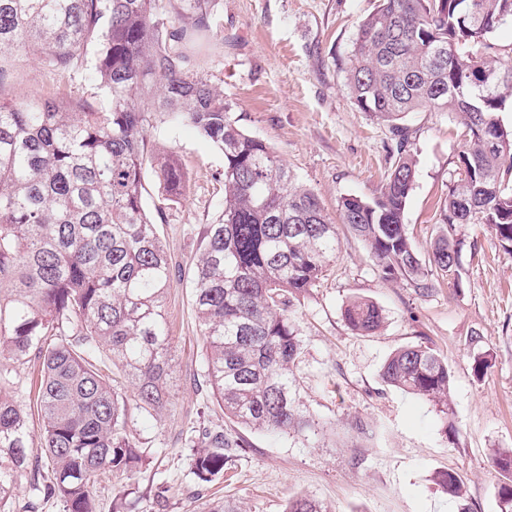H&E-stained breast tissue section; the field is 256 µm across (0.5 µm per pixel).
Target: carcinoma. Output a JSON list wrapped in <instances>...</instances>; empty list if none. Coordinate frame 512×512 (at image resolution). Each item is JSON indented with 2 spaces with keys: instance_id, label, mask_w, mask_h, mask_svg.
<instances>
[{
  "instance_id": "obj_1",
  "label": "carcinoma",
  "mask_w": 512,
  "mask_h": 512,
  "mask_svg": "<svg viewBox=\"0 0 512 512\" xmlns=\"http://www.w3.org/2000/svg\"><path fill=\"white\" fill-rule=\"evenodd\" d=\"M156 0H0V58L24 52L60 73L94 55V77L109 109L86 101L26 96L0 102V357L40 361V462L32 464L26 413L14 377L0 369V512L30 466V490L63 512H96L99 479H132L143 461L128 426L127 400L94 364L107 352L134 390L136 409L169 405L174 372L164 295L168 255L143 201L151 167L168 199L185 174L172 154L145 149L147 112H168L195 127L224 154L221 219L207 225L190 279L205 344L204 376L224 413L251 431L304 432L312 421L294 390L301 351L293 302L325 276L339 241L319 195L299 183L274 149L247 134L199 59L200 39L218 38L211 0H179L190 22L166 28ZM507 16L512 0H380L359 25L346 70L354 104L389 127L396 140L379 196H348L339 220L368 248L385 279L433 288L427 266L459 265L458 224H484L512 252V130L498 112L512 101V66L495 59L474 13ZM164 83L157 85L156 76ZM429 108L453 112L467 137V164L440 206L448 231L421 259L405 229L416 180L406 124ZM358 334L375 332L382 310L357 299L344 309ZM381 377L409 394L448 403V362L430 347L408 345L385 361ZM193 452L201 483L224 473L232 447L206 431ZM494 468L512 472V450L495 448ZM448 496L464 495L461 476L441 474ZM286 512H327L306 496Z\"/></svg>"
}]
</instances>
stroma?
<instances>
[{"label": "stroma", "instance_id": "1", "mask_svg": "<svg viewBox=\"0 0 512 512\" xmlns=\"http://www.w3.org/2000/svg\"><path fill=\"white\" fill-rule=\"evenodd\" d=\"M378 0H215L213 19L224 43L208 74L224 92L240 126L270 144L298 179L335 212L346 196L371 199L393 162L390 133L361 111L345 69L357 28ZM92 61L59 73L17 59L0 101L26 95L69 98L106 110L91 76ZM409 150L417 178L404 222L420 256L445 227L438 207L460 174L466 141L450 112H419ZM147 148L177 157L183 195L168 200L152 171L143 198L171 260L164 311L175 365L170 404L149 416L129 409V427L145 462L135 476V512H205L209 502H235L240 512H285L303 495L328 512H501L504 476L492 449L512 448V253L483 224L457 225V277L433 271L422 295L405 280L388 281L345 226L326 276L292 308L302 353L293 368L303 410L314 427L271 435L247 430L214 399L202 370L204 343L188 268L206 225L217 223L224 198V155L168 113L151 112ZM372 300L385 324L356 334L344 318L350 300ZM428 345L452 373L448 407L386 385L380 370L407 345ZM490 368L473 371L477 358ZM219 429L238 448L227 474L197 483L193 441ZM457 470L464 499L448 498L439 476Z\"/></svg>", "mask_w": 512, "mask_h": 512}]
</instances>
